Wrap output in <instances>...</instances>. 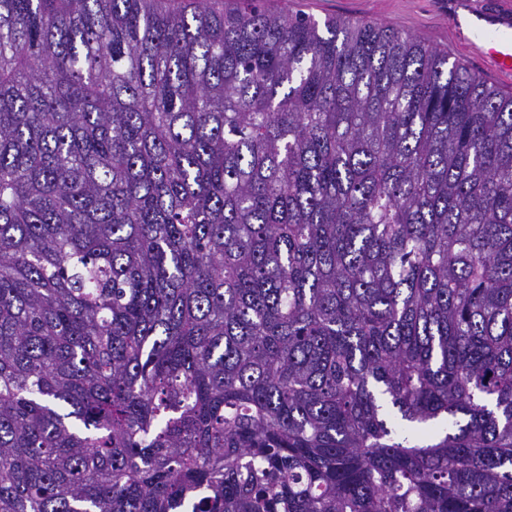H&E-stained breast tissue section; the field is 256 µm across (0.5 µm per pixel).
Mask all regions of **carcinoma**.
<instances>
[{"label": "carcinoma", "instance_id": "obj_1", "mask_svg": "<svg viewBox=\"0 0 512 512\" xmlns=\"http://www.w3.org/2000/svg\"><path fill=\"white\" fill-rule=\"evenodd\" d=\"M0 512H512V94L368 21L0 0Z\"/></svg>", "mask_w": 512, "mask_h": 512}]
</instances>
